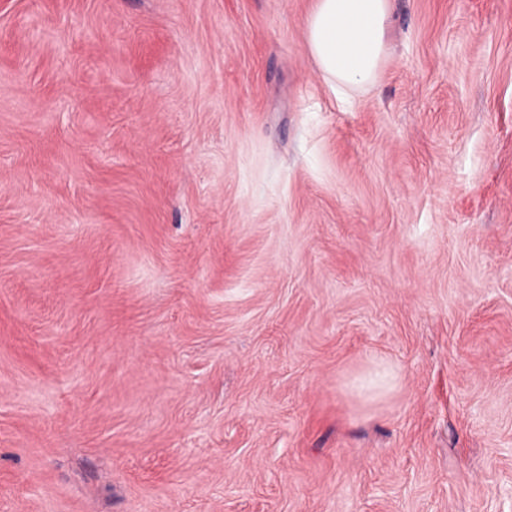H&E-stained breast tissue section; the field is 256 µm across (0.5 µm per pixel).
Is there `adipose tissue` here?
Returning <instances> with one entry per match:
<instances>
[{
  "mask_svg": "<svg viewBox=\"0 0 512 512\" xmlns=\"http://www.w3.org/2000/svg\"><path fill=\"white\" fill-rule=\"evenodd\" d=\"M391 10L392 0H316L305 38L321 78L341 101L375 83Z\"/></svg>",
  "mask_w": 512,
  "mask_h": 512,
  "instance_id": "1",
  "label": "adipose tissue"
}]
</instances>
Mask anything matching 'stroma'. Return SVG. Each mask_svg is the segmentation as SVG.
Listing matches in <instances>:
<instances>
[{
  "mask_svg": "<svg viewBox=\"0 0 512 512\" xmlns=\"http://www.w3.org/2000/svg\"><path fill=\"white\" fill-rule=\"evenodd\" d=\"M0 0V512H512V0ZM391 10L392 0H316L305 38L321 78L341 101L375 83Z\"/></svg>",
  "mask_w": 512,
  "mask_h": 512,
  "instance_id": "obj_1",
  "label": "stroma"
}]
</instances>
